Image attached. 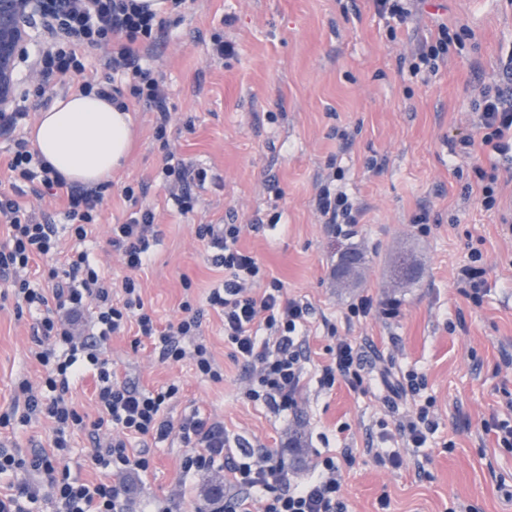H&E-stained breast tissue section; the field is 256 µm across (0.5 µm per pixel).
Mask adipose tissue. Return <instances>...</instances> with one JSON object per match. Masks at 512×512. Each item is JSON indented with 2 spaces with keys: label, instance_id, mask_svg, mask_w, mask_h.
<instances>
[{
  "label": "adipose tissue",
  "instance_id": "1",
  "mask_svg": "<svg viewBox=\"0 0 512 512\" xmlns=\"http://www.w3.org/2000/svg\"><path fill=\"white\" fill-rule=\"evenodd\" d=\"M133 135V117L96 94H73L41 112L32 146L67 182L94 187L121 167Z\"/></svg>",
  "mask_w": 512,
  "mask_h": 512
}]
</instances>
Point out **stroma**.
<instances>
[{
  "label": "stroma",
  "instance_id": "stroma-1",
  "mask_svg": "<svg viewBox=\"0 0 512 512\" xmlns=\"http://www.w3.org/2000/svg\"><path fill=\"white\" fill-rule=\"evenodd\" d=\"M462 33L437 74L414 75L412 54L439 24ZM234 46L221 59L215 40ZM512 58V0H416L405 28H393L371 0H186L143 54L163 84L171 114L165 140L154 112L131 106L136 125L127 165L112 175L98 224L83 242L69 232L62 200L22 185L18 200L55 225L63 250L81 247L114 283L127 270L106 245L110 225L126 221L124 186L141 196L162 236L137 272L146 309L167 326L191 302L203 314L202 341L224 379L196 375L190 360L162 362L134 332L111 337L105 356L118 375L154 390L175 382L172 422L200 411L224 428L229 452L265 448L282 457L291 482L308 479L327 456L351 452L344 468L346 512H512V446L494 426L512 422V162L484 149L474 103L502 82ZM468 152H451L461 140ZM208 171L190 184L193 212L183 214L156 179L166 149ZM496 170V181L484 173ZM344 191L361 211L348 236L335 235L315 209L324 185ZM493 185L498 208L482 205ZM200 224H238L240 247L281 280L289 298L313 309L297 405L277 414L243 395L244 370L224 341V317L208 304L224 280L213 251L196 236ZM364 264L357 284H336L341 252ZM413 278L398 277L401 259ZM483 269L485 288L469 294L463 270ZM365 297L395 302L399 313L352 315ZM30 315H18L10 282L0 279V409L20 377L38 382L31 358ZM365 353V383L354 391L318 383L336 337ZM424 384L399 392L407 372ZM430 403L434 432L420 448L400 424ZM375 448L399 449V467L382 466ZM153 465L125 476L129 512H154L175 498L181 512H210L220 470L184 473L178 435L151 446ZM388 497L380 509V497Z\"/></svg>",
  "mask_w": 512,
  "mask_h": 512
}]
</instances>
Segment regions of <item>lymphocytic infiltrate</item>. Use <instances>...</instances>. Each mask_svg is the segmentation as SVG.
I'll return each instance as SVG.
<instances>
[{"instance_id": "f902f5d3", "label": "lymphocytic infiltrate", "mask_w": 512, "mask_h": 512, "mask_svg": "<svg viewBox=\"0 0 512 512\" xmlns=\"http://www.w3.org/2000/svg\"><path fill=\"white\" fill-rule=\"evenodd\" d=\"M41 23L51 39L39 51L36 65L61 91L78 89L112 100L119 109L135 103L156 112V136L165 138L169 114L164 90L148 69L141 66V51L149 47L169 20L136 0H47ZM99 48L107 66L123 75L125 88L84 80L85 53ZM508 81L483 88L478 102L483 145L499 154L512 152V66ZM12 182H38L39 193L63 199L76 240H84L95 224L104 200V186L86 188L69 184L28 142L17 141L7 162ZM122 193L136 209L127 222L112 225L107 244L119 252L130 274L120 289L102 275L89 253L75 249L61 264L52 256L58 248L54 225L36 222L15 198L0 193V223L8 228L0 243V274L12 280L15 306L34 315L35 347L32 356L43 369L40 386L19 380L12 405L0 411V427L46 419L53 425L50 448L22 454L0 448V478H9V490L0 493V512H33L43 488H51L55 512H128L127 489L121 475L147 471L149 449L133 448L132 440L162 442L179 432L186 449L182 468L197 472L220 468L231 488L220 504L222 512H345L341 494L342 467L327 456L317 473L301 485L291 484L282 459L261 448H243L238 455L224 451V430L216 422L194 412L172 423L166 408L180 387L141 390L120 380L104 358L101 343L135 324L137 333L149 339L161 360L177 363L191 358L196 373L211 381L224 374L206 344L199 342L200 311L183 302L184 315L167 327H158L144 308L141 288L133 271L149 258L161 231L152 210L139 207L134 187ZM237 224H201L196 235L217 253L213 261L224 269V283L211 289L208 302L224 315V340L244 365L246 399L263 402L277 413L296 405L304 373V333L310 307L285 297L278 279H266L256 258L239 245ZM48 259L42 272L45 287H32L22 273L35 258ZM95 310L96 336H79L76 325L85 306ZM330 363L322 366L321 388L345 383L362 388V359L344 339L331 350ZM96 379L97 416L81 413L69 397L75 380L86 373ZM112 437H104V430ZM86 433L92 443L95 465L110 470L112 479L90 482L73 476L67 459L72 437ZM261 500H254V493Z\"/></svg>"}]
</instances>
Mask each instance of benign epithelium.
Listing matches in <instances>:
<instances>
[{
  "label": "benign epithelium",
  "mask_w": 512,
  "mask_h": 512,
  "mask_svg": "<svg viewBox=\"0 0 512 512\" xmlns=\"http://www.w3.org/2000/svg\"><path fill=\"white\" fill-rule=\"evenodd\" d=\"M40 0H0V112L6 111L14 90L17 61L27 52L26 20Z\"/></svg>",
  "instance_id": "benign-epithelium-1"
}]
</instances>
